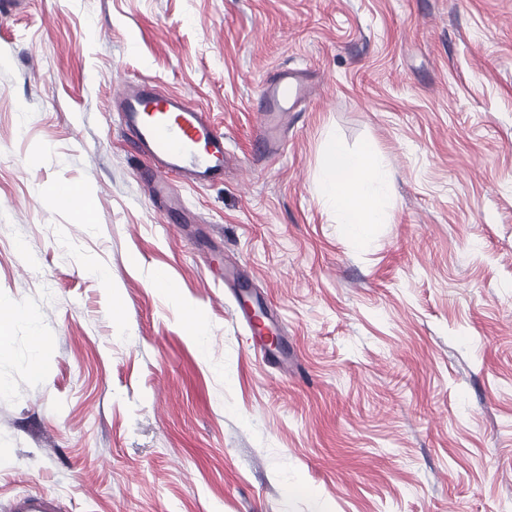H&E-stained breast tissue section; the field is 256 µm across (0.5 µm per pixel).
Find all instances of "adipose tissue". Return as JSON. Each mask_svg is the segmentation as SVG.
<instances>
[{
	"label": "adipose tissue",
	"mask_w": 512,
	"mask_h": 512,
	"mask_svg": "<svg viewBox=\"0 0 512 512\" xmlns=\"http://www.w3.org/2000/svg\"><path fill=\"white\" fill-rule=\"evenodd\" d=\"M390 181V173L372 152L350 154L335 143L326 145L319 192L354 236H365L371 225L385 222L383 197Z\"/></svg>",
	"instance_id": "adipose-tissue-1"
}]
</instances>
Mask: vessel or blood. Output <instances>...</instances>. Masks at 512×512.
I'll use <instances>...</instances> for the list:
<instances>
[{
    "label": "vessel or blood",
    "mask_w": 512,
    "mask_h": 512,
    "mask_svg": "<svg viewBox=\"0 0 512 512\" xmlns=\"http://www.w3.org/2000/svg\"><path fill=\"white\" fill-rule=\"evenodd\" d=\"M312 94L311 84L298 72L278 70L261 86V123L257 137L264 156L274 159L284 149L288 112ZM120 121L135 154L149 165L151 194L164 212H181L185 198L174 177L204 186L223 180L227 149L224 134L208 111L183 96L162 94L153 82L141 80L120 96ZM9 512H61L59 500L47 494L25 495L8 504Z\"/></svg>",
    "instance_id": "1"
}]
</instances>
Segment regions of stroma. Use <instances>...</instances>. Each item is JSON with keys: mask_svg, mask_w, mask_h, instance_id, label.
<instances>
[{"mask_svg": "<svg viewBox=\"0 0 512 512\" xmlns=\"http://www.w3.org/2000/svg\"><path fill=\"white\" fill-rule=\"evenodd\" d=\"M284 67L315 93L281 156L251 158ZM142 79L224 132L223 182L175 183L195 223L153 205L122 131L117 94ZM332 140L391 174L362 239L318 192ZM71 185L92 220L60 203ZM224 263L287 372L251 350ZM16 307L0 512L35 492L65 512H512V0H12L0 309ZM182 324L190 336H193L199 348L206 347L207 324L204 319L194 310L178 305L177 307Z\"/></svg>", "mask_w": 512, "mask_h": 512, "instance_id": "stroma-1", "label": "stroma"}]
</instances>
